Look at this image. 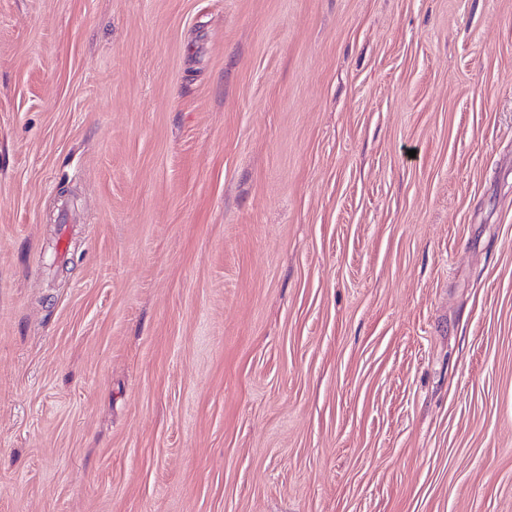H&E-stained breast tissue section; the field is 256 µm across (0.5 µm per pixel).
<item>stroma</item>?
<instances>
[{
    "label": "stroma",
    "instance_id": "stroma-1",
    "mask_svg": "<svg viewBox=\"0 0 512 512\" xmlns=\"http://www.w3.org/2000/svg\"><path fill=\"white\" fill-rule=\"evenodd\" d=\"M0 512H512V0H0Z\"/></svg>",
    "mask_w": 512,
    "mask_h": 512
}]
</instances>
